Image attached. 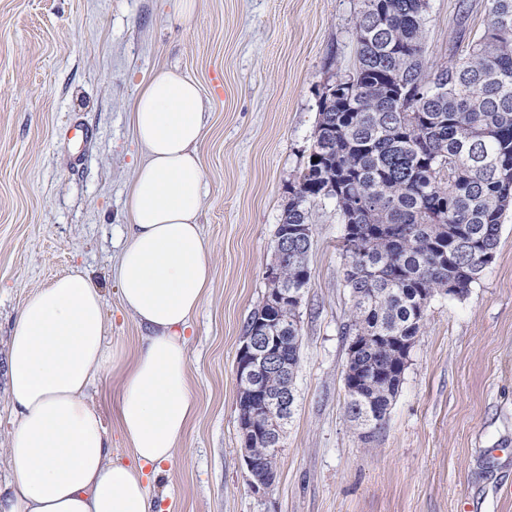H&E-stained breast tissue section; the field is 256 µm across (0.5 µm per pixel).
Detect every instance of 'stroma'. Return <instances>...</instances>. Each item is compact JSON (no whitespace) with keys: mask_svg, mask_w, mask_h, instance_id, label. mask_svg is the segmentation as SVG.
Masks as SVG:
<instances>
[{"mask_svg":"<svg viewBox=\"0 0 512 512\" xmlns=\"http://www.w3.org/2000/svg\"><path fill=\"white\" fill-rule=\"evenodd\" d=\"M363 0H0V449L7 340L30 292L84 271L121 358L91 391L113 456L131 463L112 400L143 331L112 276L143 159L131 104L163 68L206 110L200 215L213 281L188 332L197 410L150 485L163 512H512V211L464 299L434 297L382 429L347 413L351 297L332 202L313 210L296 401L277 476L254 494L241 458L236 358L267 293L283 205L308 161L318 103L356 61ZM486 0H429L426 56L445 66Z\"/></svg>","mask_w":512,"mask_h":512,"instance_id":"1","label":"stroma"}]
</instances>
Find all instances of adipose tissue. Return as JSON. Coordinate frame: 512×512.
<instances>
[{"label": "adipose tissue", "mask_w": 512, "mask_h": 512, "mask_svg": "<svg viewBox=\"0 0 512 512\" xmlns=\"http://www.w3.org/2000/svg\"><path fill=\"white\" fill-rule=\"evenodd\" d=\"M132 118L145 159L126 194L116 279L125 312L146 334L114 410L134 461L113 457L89 398L116 357L102 294L77 269L33 291L11 330L15 424L0 512H162L148 482L172 464L195 414L185 332L213 278L198 224L203 100L194 82L162 69L139 90Z\"/></svg>", "instance_id": "adipose-tissue-1"}]
</instances>
